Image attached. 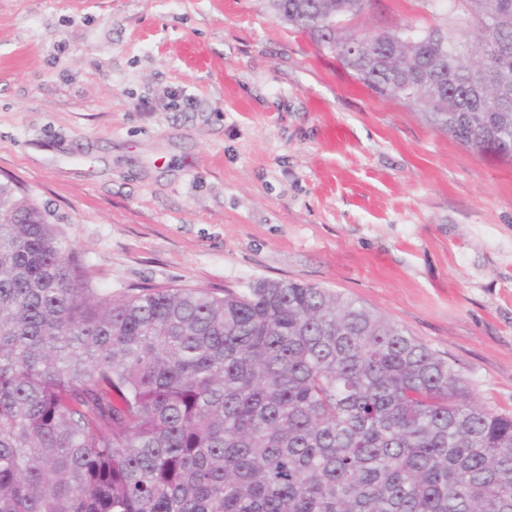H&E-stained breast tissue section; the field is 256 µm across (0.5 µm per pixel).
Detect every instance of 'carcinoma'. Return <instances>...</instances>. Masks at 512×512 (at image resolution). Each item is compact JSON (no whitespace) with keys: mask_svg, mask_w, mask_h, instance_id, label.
<instances>
[{"mask_svg":"<svg viewBox=\"0 0 512 512\" xmlns=\"http://www.w3.org/2000/svg\"><path fill=\"white\" fill-rule=\"evenodd\" d=\"M369 2L265 0L376 94L512 160V0L359 44L342 31ZM0 512H512V413L326 288L99 294L0 181Z\"/></svg>","mask_w":512,"mask_h":512,"instance_id":"1","label":"carcinoma"}]
</instances>
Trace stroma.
<instances>
[{"label": "stroma", "mask_w": 512, "mask_h": 512, "mask_svg": "<svg viewBox=\"0 0 512 512\" xmlns=\"http://www.w3.org/2000/svg\"><path fill=\"white\" fill-rule=\"evenodd\" d=\"M373 0L362 36L443 25ZM93 285L355 298L512 411V161L378 96L263 0H0V181Z\"/></svg>", "instance_id": "stroma-1"}]
</instances>
